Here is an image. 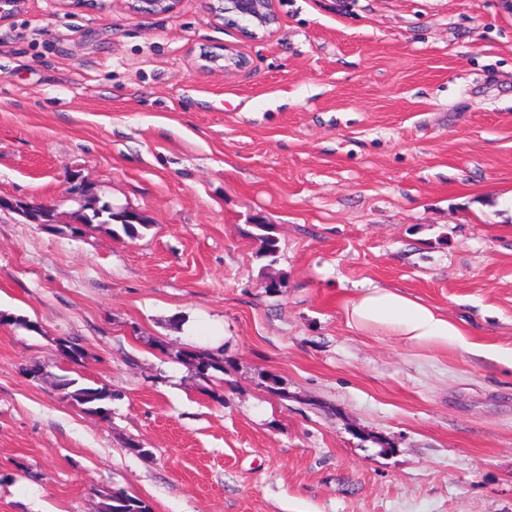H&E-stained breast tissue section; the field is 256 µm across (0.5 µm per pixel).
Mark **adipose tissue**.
Wrapping results in <instances>:
<instances>
[{
	"instance_id": "1",
	"label": "adipose tissue",
	"mask_w": 512,
	"mask_h": 512,
	"mask_svg": "<svg viewBox=\"0 0 512 512\" xmlns=\"http://www.w3.org/2000/svg\"><path fill=\"white\" fill-rule=\"evenodd\" d=\"M350 326L393 336L411 346L459 348L472 357L512 368V349L474 336L463 323L448 318L408 293L382 286L358 289L345 303Z\"/></svg>"
}]
</instances>
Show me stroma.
<instances>
[{
    "label": "stroma",
    "instance_id": "obj_1",
    "mask_svg": "<svg viewBox=\"0 0 512 512\" xmlns=\"http://www.w3.org/2000/svg\"><path fill=\"white\" fill-rule=\"evenodd\" d=\"M210 3L0 19V512H512V371L345 312L399 288L512 348V9L272 0L254 41ZM218 349L210 383L176 357ZM202 60L215 65L224 70V72L233 71L243 67L246 63L240 54L233 52L231 49L224 48V54H218L213 51H209L202 55ZM222 61L224 64H219ZM97 224H116L120 225L122 230L128 236H134L137 232V225L144 226V222L141 220L140 224H135V227L129 228L127 224L122 222L121 212L112 211V207L109 205H103L101 208L94 210L91 217L87 218L86 224L92 225ZM55 387L62 393L64 399L76 402L87 414L107 409L114 397L112 389L106 385L93 386L80 383L78 379L67 375L57 376Z\"/></svg>",
    "mask_w": 512,
    "mask_h": 512
}]
</instances>
